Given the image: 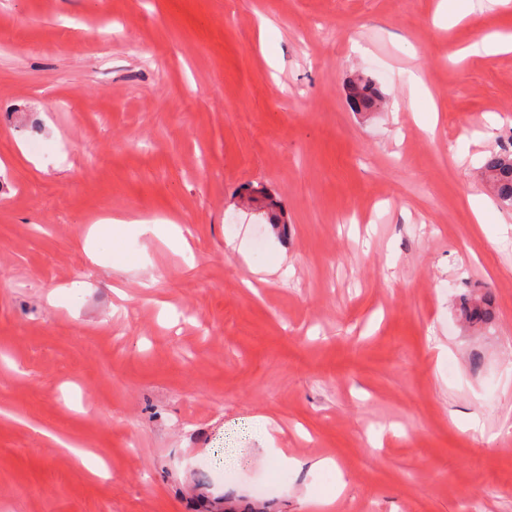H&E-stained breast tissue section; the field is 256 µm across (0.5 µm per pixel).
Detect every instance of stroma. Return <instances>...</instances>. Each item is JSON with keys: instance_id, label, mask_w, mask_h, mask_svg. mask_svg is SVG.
<instances>
[{"instance_id": "obj_1", "label": "stroma", "mask_w": 512, "mask_h": 512, "mask_svg": "<svg viewBox=\"0 0 512 512\" xmlns=\"http://www.w3.org/2000/svg\"><path fill=\"white\" fill-rule=\"evenodd\" d=\"M440 5L0 0V512H322L339 482L333 512H512V208L468 201L512 151V53L449 58L512 4ZM106 218L190 250H89ZM349 102L353 110L371 111L376 109L384 96L371 80L356 82L349 88ZM112 224H139V228L145 231H152L157 237L165 242L181 248L183 250H190L186 238L183 235L182 229L178 224L167 222L166 224H147L143 221H122L112 219Z\"/></svg>"}]
</instances>
